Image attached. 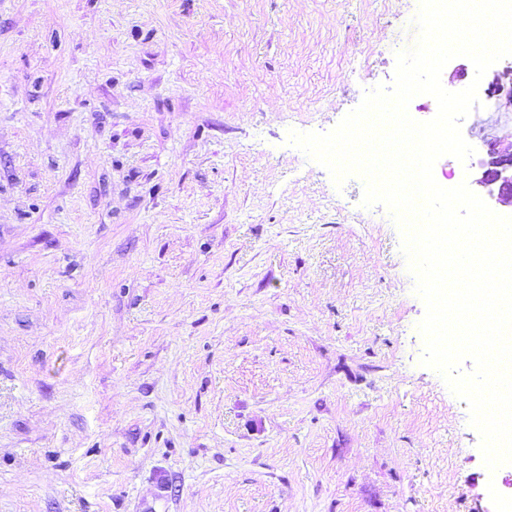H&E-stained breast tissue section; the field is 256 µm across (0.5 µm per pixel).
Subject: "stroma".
Here are the masks:
<instances>
[{"label": "stroma", "mask_w": 512, "mask_h": 512, "mask_svg": "<svg viewBox=\"0 0 512 512\" xmlns=\"http://www.w3.org/2000/svg\"><path fill=\"white\" fill-rule=\"evenodd\" d=\"M418 9L0 0V512H501L399 227L289 142L392 83ZM496 103L434 169L512 216ZM490 159L484 165L478 185L489 188V194L494 195L497 188V200L500 203L512 201V152L500 153L495 148L488 151Z\"/></svg>", "instance_id": "obj_1"}]
</instances>
